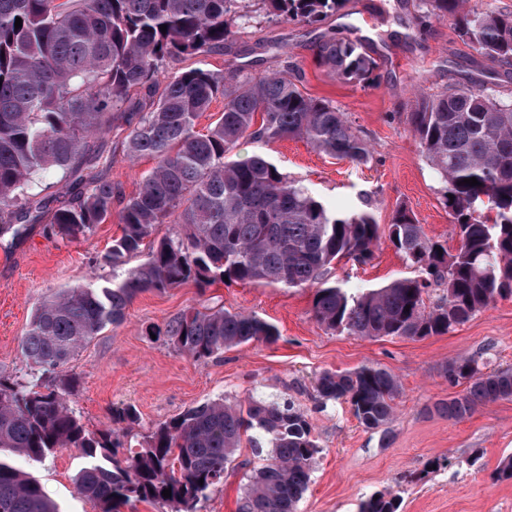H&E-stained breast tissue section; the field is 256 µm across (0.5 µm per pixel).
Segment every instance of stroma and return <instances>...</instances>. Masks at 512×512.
<instances>
[{"mask_svg": "<svg viewBox=\"0 0 512 512\" xmlns=\"http://www.w3.org/2000/svg\"><path fill=\"white\" fill-rule=\"evenodd\" d=\"M415 14L414 0H346L339 12L316 25L271 19L260 10L252 27L224 52L168 62L158 79L167 81L192 67L252 76L299 68V89L345 112L370 145L372 162L360 167L338 160L301 139L267 145L244 141L235 148L236 157L267 155L326 205L349 214L371 209L381 225L390 223L398 207H407L429 237L453 250L458 239L442 185L424 162L406 114L416 92L433 93L459 82L510 95L512 67L478 55L452 19L422 27ZM354 36L378 63L372 79L329 78L318 63L317 43ZM125 135L118 129L91 137L90 145L104 152L102 175L130 196L153 162L129 161L122 146ZM120 234L113 217L72 242L47 238L39 224L21 240L0 238V375L21 380L33 372L21 341L36 309L49 292L96 274L111 276L102 259ZM414 274L384 240L370 264L344 260L333 265L328 278L367 289ZM313 298L310 288L258 283H219L203 291L189 283L141 293L125 323L105 328L70 362L69 371L79 378L70 405L91 431L111 426L113 408L135 406L145 434L189 407L222 397L269 403L288 399L307 414L320 449L297 512H358L361 498L385 490L400 496L402 512H512V480L490 478L500 461L512 455V400L481 408L462 421L426 411L461 391L444 375L448 361L472 357L491 368L512 367V298L497 300L448 334L423 340L367 339L327 330L313 317ZM214 303L266 319L278 328L279 340L196 361L146 334L147 327L164 324L185 309ZM369 363L385 366L401 384L387 444L358 423L348 404L324 406L316 397L314 384L322 372ZM253 458L250 444H243L238 469L228 473L199 512H237L244 483L241 464ZM16 464L42 485L58 512H97L75 488L81 464L75 449H56L41 463L20 458Z\"/></svg>", "mask_w": 512, "mask_h": 512, "instance_id": "obj_1", "label": "stroma"}]
</instances>
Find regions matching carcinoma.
Segmentation results:
<instances>
[{"instance_id": "1", "label": "carcinoma", "mask_w": 512, "mask_h": 512, "mask_svg": "<svg viewBox=\"0 0 512 512\" xmlns=\"http://www.w3.org/2000/svg\"><path fill=\"white\" fill-rule=\"evenodd\" d=\"M261 2L271 17L313 24L344 0ZM249 7L250 0H0V237L17 240L48 214L46 236L75 241L112 217L118 191L97 173L102 155L87 139L112 128L125 105L127 157L155 160L118 213L121 235L107 256L112 278L48 294L21 343L42 375L24 381L0 376V512H57L13 457L42 462L58 448H74L85 459L76 488L99 512H122L134 501L197 512L224 484L248 430L264 438L252 445L263 465L246 475L238 512H297L319 445L307 416L288 400L199 404L158 425L123 459L115 449L120 436L139 425L135 407L113 408L110 428H85L67 400L78 379L64 368L94 336L121 325L140 293L224 280L310 287L317 322L362 338L444 335L497 299L512 297V96L491 87L448 86L419 94L407 113L421 156L445 184L444 204L459 238L450 253L406 207L383 229L367 209L330 211L264 155L232 157L242 139L292 137L333 158L370 163V147L346 114L304 95L296 75H223L195 67L160 84L167 61L224 50L250 22ZM416 12L420 22L453 18L478 54L512 66V10L417 0ZM317 57L332 79L365 82L377 67L356 39L322 40ZM133 91L142 98H132ZM219 97L224 112L206 132L197 131ZM48 170L77 187L74 199L31 192L34 178ZM472 177L480 185L462 183ZM170 222L178 224L176 232L145 246ZM384 236L419 275L366 290L326 279L337 259L370 262ZM144 251L145 261L129 265ZM432 288L441 295L429 308L424 295ZM146 333L166 337L196 361L279 339L275 325L222 304L187 309ZM46 373L54 383H44ZM445 377L465 388L436 401L430 414L461 421L512 399L511 368L485 372L477 360L459 358L448 363ZM315 391L321 403L348 404L361 426L389 438L401 393L389 370L325 371ZM165 489L171 497L162 496ZM400 507V497L378 492L362 499L358 512Z\"/></svg>"}]
</instances>
